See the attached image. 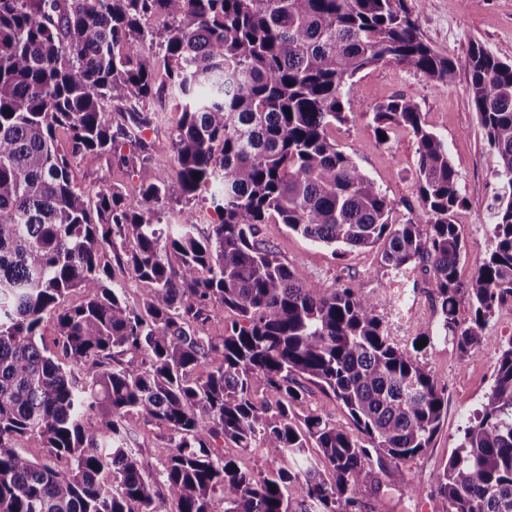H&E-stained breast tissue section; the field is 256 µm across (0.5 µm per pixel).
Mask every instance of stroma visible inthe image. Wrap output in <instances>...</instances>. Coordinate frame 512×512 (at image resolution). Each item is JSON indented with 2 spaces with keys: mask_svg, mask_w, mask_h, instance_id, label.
<instances>
[{
  "mask_svg": "<svg viewBox=\"0 0 512 512\" xmlns=\"http://www.w3.org/2000/svg\"><path fill=\"white\" fill-rule=\"evenodd\" d=\"M417 7V23L425 40L438 52L455 59L459 66L452 85L436 87L423 75L392 64L367 68L351 81L353 114L348 122L336 125L332 138L340 150L352 155L360 167L380 186L391 201L398 220L413 216L419 209L414 179L417 141L407 131L392 134L387 144H379L372 123L378 101L403 96L415 101L429 130L448 145V155L459 173V185L466 205L455 216L466 243L460 265L461 277H470L488 256L493 207L500 184L494 176L497 157L487 145L473 111L464 68L471 44H481L501 60L512 62V0H408ZM179 118L167 107L165 121L143 138L153 155L157 180L165 182L175 173L169 128ZM76 181L87 185H119L131 188L130 166L119 158L92 156L77 159ZM263 238L273 245L280 259L308 276L329 285L346 283L364 294H375L379 312L387 324L404 323L406 329L394 333L400 345H411L425 324L435 323L437 311L432 288L425 274L416 280L390 281L379 264L375 249H356L345 256L313 244L281 224L262 227ZM487 340L480 354L460 364L452 342L439 341L424 349L421 360L448 392L445 422L431 448L406 463L404 484L376 491L381 471H373L362 487L370 512H439L441 503L434 492L433 475L457 448L468 418L480 408L493 380L499 358L498 344L512 338V306L496 310L485 330ZM168 437L166 429L144 419L135 421L133 446L146 472L162 467L160 453Z\"/></svg>",
  "mask_w": 512,
  "mask_h": 512,
  "instance_id": "obj_1",
  "label": "stroma"
}]
</instances>
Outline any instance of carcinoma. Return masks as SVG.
<instances>
[{
  "instance_id": "carcinoma-1",
  "label": "carcinoma",
  "mask_w": 512,
  "mask_h": 512,
  "mask_svg": "<svg viewBox=\"0 0 512 512\" xmlns=\"http://www.w3.org/2000/svg\"><path fill=\"white\" fill-rule=\"evenodd\" d=\"M155 15L172 20L160 57ZM384 64L438 87L457 70L407 0H0V512H367L372 465L403 482L402 466L447 415L417 343L449 338L465 364L495 309L512 302V63L477 44L468 54L471 104L503 193L489 257L466 280L455 220L466 199L417 104L382 99L372 112L376 135L404 129L417 140L420 212L404 222L329 135L349 120L352 78ZM167 97L181 113L175 174L159 182L140 133L158 128ZM107 101L128 106L125 123H112ZM126 142L140 151L120 155L133 194L74 180L75 159L119 155ZM202 193L220 217L208 233L191 211L162 222L163 201ZM272 219L336 250L375 248L395 276L424 268L438 321L412 348L398 345L374 297L283 263L260 237ZM110 256L146 284L140 305L110 276ZM72 291L81 304L62 307ZM226 311L224 335H206ZM47 318L57 354L39 345ZM303 379L331 390L358 434L316 412L299 417ZM258 388L272 399L257 404ZM133 414L169 431L157 479L131 448ZM26 435L43 440L45 462L21 451ZM228 440L258 442L288 466L243 470L224 456ZM434 482L443 512H512V338Z\"/></svg>"
}]
</instances>
